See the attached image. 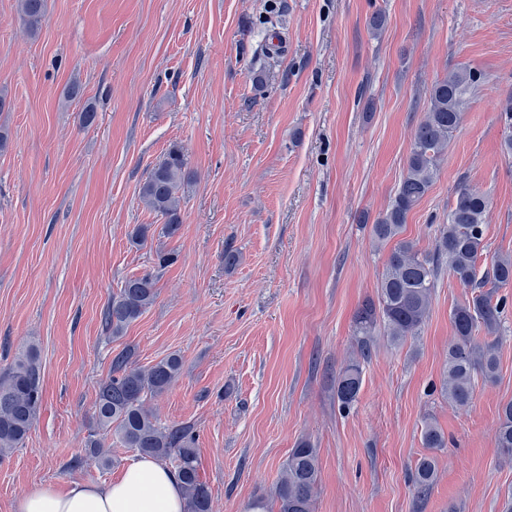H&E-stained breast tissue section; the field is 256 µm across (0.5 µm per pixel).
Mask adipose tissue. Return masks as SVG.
Returning <instances> with one entry per match:
<instances>
[{
	"instance_id": "1",
	"label": "adipose tissue",
	"mask_w": 512,
	"mask_h": 512,
	"mask_svg": "<svg viewBox=\"0 0 512 512\" xmlns=\"http://www.w3.org/2000/svg\"><path fill=\"white\" fill-rule=\"evenodd\" d=\"M16 512H186V500L171 468L140 456L110 481H74L63 491L42 486L22 498Z\"/></svg>"
}]
</instances>
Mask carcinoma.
Segmentation results:
<instances>
[{
	"instance_id": "1",
	"label": "carcinoma",
	"mask_w": 512,
	"mask_h": 512,
	"mask_svg": "<svg viewBox=\"0 0 512 512\" xmlns=\"http://www.w3.org/2000/svg\"><path fill=\"white\" fill-rule=\"evenodd\" d=\"M18 11L24 26L36 32L46 21L47 0H18ZM478 82V75L467 69L451 70L433 82L426 112L412 136L406 172L391 204L371 224L374 246L381 248L392 241L395 245L379 278L376 298L364 301L354 317L359 358L347 363L336 376V398L344 408L357 400L363 383V363L371 356L376 330H382L394 345L420 335L443 263L470 293L451 311L453 339L448 347L442 393L449 406L464 410L473 402L475 377L492 381L496 376L502 303L493 301L494 292L483 287L512 286V256L484 255L488 198L469 188L459 189L433 253L423 252L414 242L400 238L409 213L434 183L448 142L460 127L468 96ZM190 179L183 147L174 145L147 171L140 187L141 203L163 220L161 234L167 238L175 237L183 224L182 192ZM482 261L486 272L480 276L478 267ZM156 297L153 274L127 278L102 311L106 331L114 338L120 337L154 304ZM481 331L486 338H479ZM181 367L176 354L147 368L136 364L130 348L113 355L109 375L98 385L93 410L103 437L88 440L85 455L77 461L110 467L112 449L106 446V437H114L125 448L172 463L188 512H211V494L199 474L191 427L162 424L146 404L147 397L164 393L176 382ZM42 381V364L33 346L22 350L0 370V457L22 447L27 439L42 405ZM494 440L503 459L512 461V402L501 408ZM422 441L430 449L445 447L441 430L428 419L422 429ZM435 477L434 458H421L413 474L417 493H428ZM319 481L317 449L303 442L292 449L281 467L274 491L277 512H313Z\"/></svg>"
}]
</instances>
